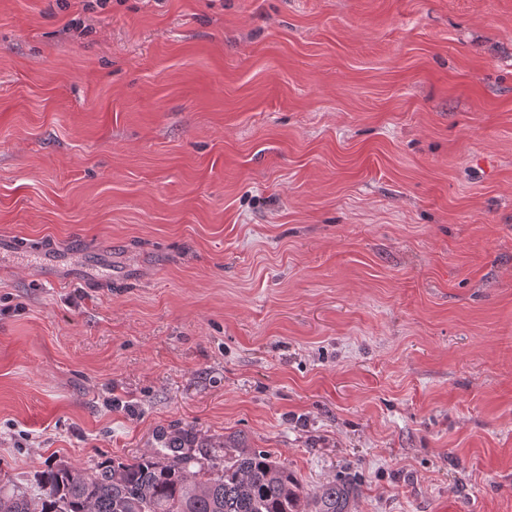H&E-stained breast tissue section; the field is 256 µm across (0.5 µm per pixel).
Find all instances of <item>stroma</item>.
<instances>
[{"label": "stroma", "mask_w": 512, "mask_h": 512, "mask_svg": "<svg viewBox=\"0 0 512 512\" xmlns=\"http://www.w3.org/2000/svg\"><path fill=\"white\" fill-rule=\"evenodd\" d=\"M0 481L242 439L353 512H512V0H0Z\"/></svg>", "instance_id": "obj_1"}]
</instances>
